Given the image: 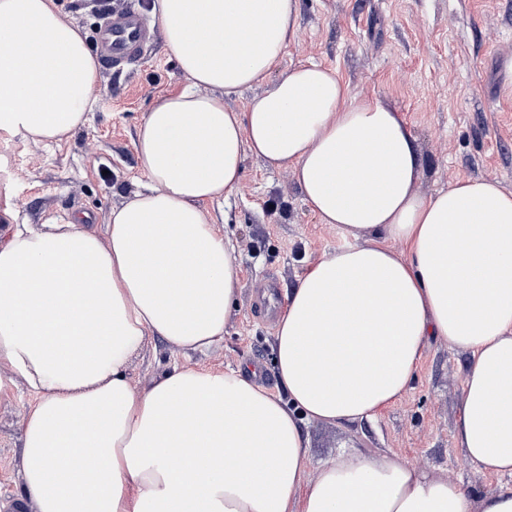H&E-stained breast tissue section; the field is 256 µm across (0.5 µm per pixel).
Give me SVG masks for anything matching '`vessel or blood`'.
I'll list each match as a JSON object with an SVG mask.
<instances>
[{"label":"vessel or blood","mask_w":512,"mask_h":512,"mask_svg":"<svg viewBox=\"0 0 512 512\" xmlns=\"http://www.w3.org/2000/svg\"><path fill=\"white\" fill-rule=\"evenodd\" d=\"M154 38L137 8L130 6L100 20L95 50L105 66L120 70L137 60Z\"/></svg>","instance_id":"obj_1"}]
</instances>
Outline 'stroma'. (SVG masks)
Masks as SVG:
<instances>
[{
  "mask_svg": "<svg viewBox=\"0 0 512 512\" xmlns=\"http://www.w3.org/2000/svg\"><path fill=\"white\" fill-rule=\"evenodd\" d=\"M512 0H299L298 28L278 67L317 62L333 68L362 98H381L405 118L422 169L416 191L428 197L462 178L497 180L512 192ZM187 80L163 41L124 71L104 67L91 93L88 123L61 140L39 143L0 131V215L12 224H60L87 214L104 231L111 212L139 190L135 141L159 96ZM95 150H88V143ZM216 228L236 244L241 269L237 304L224 340L201 353L149 338L130 376L143 386L172 364L215 371L245 367L267 373L266 389L282 392L275 367L274 326L251 307L260 279L275 278L285 301L316 260L345 243L311 213L292 170L246 155L237 188L215 208ZM467 353L433 340L410 389L372 418L340 425L302 421L313 462L341 450L394 452L439 477L482 493L512 486L466 460L455 435ZM26 388L0 401V512H33L19 501Z\"/></svg>",
  "mask_w": 512,
  "mask_h": 512,
  "instance_id": "obj_1",
  "label": "stroma"
}]
</instances>
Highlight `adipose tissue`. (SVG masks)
Listing matches in <instances>:
<instances>
[{"label": "adipose tissue", "mask_w": 512, "mask_h": 512, "mask_svg": "<svg viewBox=\"0 0 512 512\" xmlns=\"http://www.w3.org/2000/svg\"><path fill=\"white\" fill-rule=\"evenodd\" d=\"M187 78L135 142L146 182L105 237L74 218L0 243V399L26 384L20 485L34 512H512L388 452L311 467L300 417L385 410L433 338L469 354L455 424L466 459L512 476V193L466 178L430 197L400 112L336 71L275 66L298 0H155ZM99 64L54 0H0V131L57 141L87 122ZM256 88L245 111L226 96ZM291 167L350 243L314 262L277 324L284 395L243 368L172 365L144 388L148 337L221 342L241 270L209 204L245 155ZM401 242L395 252L391 241Z\"/></svg>", "instance_id": "obj_1"}]
</instances>
